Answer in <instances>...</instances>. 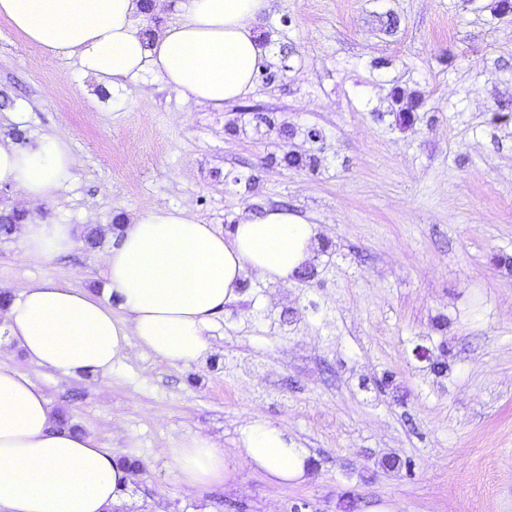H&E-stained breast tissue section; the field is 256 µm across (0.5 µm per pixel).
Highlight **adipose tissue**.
I'll return each mask as SVG.
<instances>
[{
  "instance_id": "obj_1",
  "label": "adipose tissue",
  "mask_w": 512,
  "mask_h": 512,
  "mask_svg": "<svg viewBox=\"0 0 512 512\" xmlns=\"http://www.w3.org/2000/svg\"><path fill=\"white\" fill-rule=\"evenodd\" d=\"M267 0H184L180 20L147 40L134 24L139 0H0V17L54 54L76 58L103 84L153 70L185 103L223 108L252 90L264 48L253 28ZM74 159L51 135L21 147L0 140V187L32 202L73 178ZM105 256L101 292L67 279H36L0 308V337L30 363L66 375L109 372L135 345L170 365L198 364L213 315L239 300L246 273L288 284L315 246L311 224L265 209L230 232L186 207H155L119 231ZM26 254L51 260L76 244L70 224L26 225ZM256 471L271 482L303 478L307 454L285 427L265 419L242 433ZM179 481L199 489L231 480L221 444L196 434L172 449ZM130 469L94 437L57 428L42 389L0 366V512H113Z\"/></svg>"
}]
</instances>
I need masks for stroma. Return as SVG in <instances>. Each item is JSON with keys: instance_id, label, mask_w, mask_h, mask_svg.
<instances>
[{"instance_id": "obj_1", "label": "stroma", "mask_w": 512, "mask_h": 512, "mask_svg": "<svg viewBox=\"0 0 512 512\" xmlns=\"http://www.w3.org/2000/svg\"><path fill=\"white\" fill-rule=\"evenodd\" d=\"M257 31L275 80L213 110L151 72L103 87L0 18V136L74 158L53 200L1 187L0 210L78 232L45 261L15 226L1 293L102 288L117 225L159 206L225 231L284 207L318 241L312 276L243 278L200 364L132 346L69 377L1 344L0 365L133 462L117 512H512V0H268ZM258 418L306 451L304 480L252 468L240 429ZM195 434L234 481L180 484L170 451Z\"/></svg>"}]
</instances>
